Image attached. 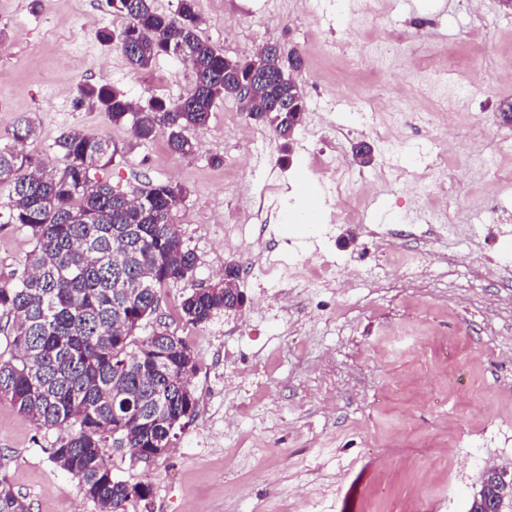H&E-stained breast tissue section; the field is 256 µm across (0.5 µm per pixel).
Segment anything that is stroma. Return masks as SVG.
<instances>
[{
    "label": "stroma",
    "instance_id": "stroma-1",
    "mask_svg": "<svg viewBox=\"0 0 512 512\" xmlns=\"http://www.w3.org/2000/svg\"><path fill=\"white\" fill-rule=\"evenodd\" d=\"M201 39L226 57L247 44L279 43L305 59L296 72L307 112L290 144L237 133L248 119L237 100L217 101L207 125L189 131V157L165 137H133L101 113L77 107V88L106 82L136 102L176 101L190 78L172 56L134 70L98 28L124 18L106 0H0V145L21 118L37 128L24 150L63 166L57 141L81 129L126 145L107 177L129 191L157 181L182 185L174 210L198 256L188 280L161 294L154 320L183 337L198 361L195 414L171 450L143 460L107 448L114 478L146 485L136 512H468L486 468L512 479V280L487 271L512 240V217L487 223L512 201V125L498 115L512 101V11L499 0H197ZM451 76H444V69ZM480 72L460 105L444 156L437 125L400 81L422 82L436 106L452 75ZM402 147L386 153L390 116ZM375 160L356 168L342 205L317 171L322 154L348 160L359 141ZM239 162L241 182L224 180ZM318 222L300 231V217ZM245 226L239 251L224 248L225 213ZM34 247L27 229L0 226V285L13 283ZM325 251L339 267L365 271L333 288H286L254 275L244 253L276 262L289 249ZM242 265L243 311L194 327L182 296ZM62 436L40 429L0 400V477L29 512H98L49 450Z\"/></svg>",
    "mask_w": 512,
    "mask_h": 512
}]
</instances>
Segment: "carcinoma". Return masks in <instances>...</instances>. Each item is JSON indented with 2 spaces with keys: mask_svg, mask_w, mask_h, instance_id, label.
<instances>
[{
  "mask_svg": "<svg viewBox=\"0 0 512 512\" xmlns=\"http://www.w3.org/2000/svg\"><path fill=\"white\" fill-rule=\"evenodd\" d=\"M126 19L118 32L98 40L121 50L137 69L159 55L175 57L192 74L187 93L176 102L151 98L142 110L123 91L107 83L78 88V103L114 125L131 126L150 140L162 133L178 155L194 152L186 131L204 127L216 100L239 98L254 87L244 111L288 140L285 112L303 119L306 104L288 66L299 70L300 55L283 61L274 44L262 49L266 76L257 78L254 58H228L198 35L196 0H178L173 13L155 9L153 0H107ZM36 135L24 121L14 145L0 146V183L11 187L5 224L30 231L35 245L0 286V320H6L9 355L0 353V399L45 429L68 433L50 448V457L77 479L99 512H131L136 485L117 480L104 448H126L155 455L170 447L186 416L195 412L191 387L197 358L186 340L166 324L136 332L156 311L162 288L190 278L198 257L172 218L184 195L172 182L123 191L95 178L125 147L81 129L58 140L65 167L48 168L37 156L17 149ZM238 265L224 267L225 278L199 286L180 303V316L201 326L235 303ZM0 512H28L6 479H0Z\"/></svg>",
  "mask_w": 512,
  "mask_h": 512,
  "instance_id": "obj_1",
  "label": "carcinoma"
}]
</instances>
